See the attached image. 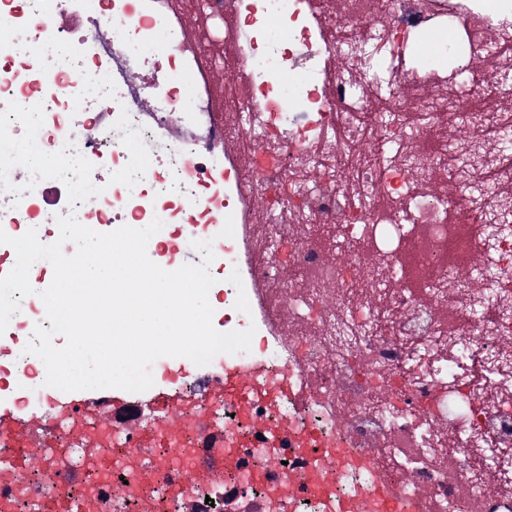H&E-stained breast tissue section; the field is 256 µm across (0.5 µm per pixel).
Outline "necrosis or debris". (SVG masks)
Returning <instances> with one entry per match:
<instances>
[{
	"instance_id": "4bbe7bcc",
	"label": "necrosis or debris",
	"mask_w": 512,
	"mask_h": 512,
	"mask_svg": "<svg viewBox=\"0 0 512 512\" xmlns=\"http://www.w3.org/2000/svg\"><path fill=\"white\" fill-rule=\"evenodd\" d=\"M81 6L82 24L64 29L69 0H0V59L24 68L36 56L55 77L0 79L12 103L0 109V245L23 207L42 224L71 213L85 225L165 218L185 240L210 242L224 329L252 333L249 350L216 355L205 375L237 365L262 375L240 403L182 381L189 425L147 445L150 477L133 458L153 419L91 449L57 418L52 440L69 454L56 468L14 465L0 441L9 512H48L58 498L71 512H181L187 498L195 512H222L228 492L248 512H381L392 496L407 512H512V0H205L224 32L227 84L247 87L231 127L212 97L184 89L203 66L172 0ZM438 22L453 41L416 57L409 44ZM338 55L348 65L330 70ZM487 55L496 66L477 68ZM161 66L150 91L134 82ZM369 89L388 125L367 120ZM486 90L497 103L473 111ZM462 121L468 135L440 138ZM50 125L60 139L46 137ZM230 133L276 167L231 166ZM45 152L58 159L48 171L36 162ZM90 155L108 173L73 172ZM282 183L293 196L233 232L244 198ZM314 223L331 241L306 234ZM285 238L307 287H287L279 271L274 245ZM334 248L361 267L377 262L383 288L347 278ZM475 257L489 270L481 288L456 283ZM284 302L293 311L280 322ZM451 302L453 325L441 312ZM37 363L18 348L9 371V401L34 417L55 404ZM199 418L236 463L170 493L182 470L174 449L210 452Z\"/></svg>"
}]
</instances>
